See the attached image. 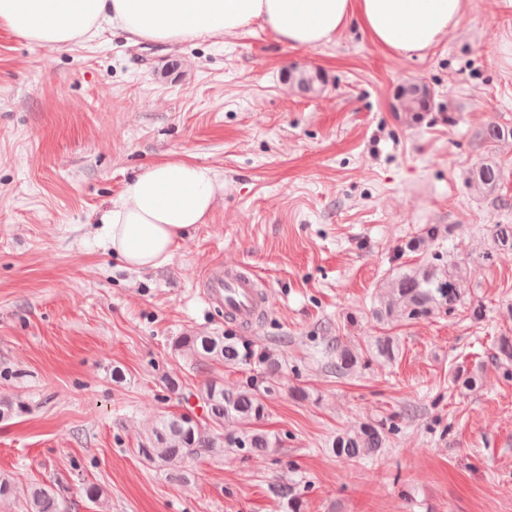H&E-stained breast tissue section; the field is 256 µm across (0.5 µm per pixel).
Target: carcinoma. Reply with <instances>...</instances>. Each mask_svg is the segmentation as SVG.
<instances>
[{"instance_id": "obj_1", "label": "carcinoma", "mask_w": 512, "mask_h": 512, "mask_svg": "<svg viewBox=\"0 0 512 512\" xmlns=\"http://www.w3.org/2000/svg\"><path fill=\"white\" fill-rule=\"evenodd\" d=\"M473 183L494 191L503 184V171L495 163H482L471 171ZM442 230L436 224L424 228L422 236L411 239L405 247L411 251L426 240L434 241ZM491 248L479 255L484 262L493 261L499 251L512 250V224H491L488 228ZM464 275L459 263H447L440 255L408 271L391 278L379 297L376 318L384 319L397 311L406 321H418L435 314L439 309L452 313L463 305ZM371 352L377 356L391 358L395 354V338L372 336L369 340ZM174 349L191 356L198 362H222L235 365L251 358V353L228 336L212 335L180 336ZM326 352L333 355L327 362L330 372L346 376L358 365V356L339 338L326 344ZM263 364L261 379L252 380L235 391L224 389V384L214 381L206 384L200 397L208 408L211 423L221 426L226 420H235L244 426L239 435L224 438L209 427L199 423L190 414L171 415L160 418L150 435L136 449L138 456L148 464L163 469L171 476L182 475V464L201 456L222 457L224 447L235 448L247 454L255 451L267 452L273 448L270 437L254 428L252 423L265 415L263 393L282 369L278 356L270 352L260 354ZM29 404L23 400L0 401V419L25 413ZM386 443V433L378 425L364 422L352 433H339L330 443L332 452L338 457L355 460L378 451ZM68 506L58 484H35L26 499V512H67Z\"/></svg>"}]
</instances>
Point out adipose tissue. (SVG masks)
<instances>
[{
  "instance_id": "obj_1",
  "label": "adipose tissue",
  "mask_w": 512,
  "mask_h": 512,
  "mask_svg": "<svg viewBox=\"0 0 512 512\" xmlns=\"http://www.w3.org/2000/svg\"><path fill=\"white\" fill-rule=\"evenodd\" d=\"M468 0H0V30L55 49L100 38L110 29L137 42L218 41L254 24L284 44L315 49L350 24L380 46L410 57L459 25ZM223 188L216 172L189 159L142 169L96 218L99 246L126 268L166 264L211 216Z\"/></svg>"
}]
</instances>
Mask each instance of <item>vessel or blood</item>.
Segmentation results:
<instances>
[{
    "mask_svg": "<svg viewBox=\"0 0 512 512\" xmlns=\"http://www.w3.org/2000/svg\"><path fill=\"white\" fill-rule=\"evenodd\" d=\"M205 300L224 312L225 321L241 328L257 323L264 301L257 276L236 265L208 270L201 278Z\"/></svg>",
    "mask_w": 512,
    "mask_h": 512,
    "instance_id": "1",
    "label": "vessel or blood"
}]
</instances>
